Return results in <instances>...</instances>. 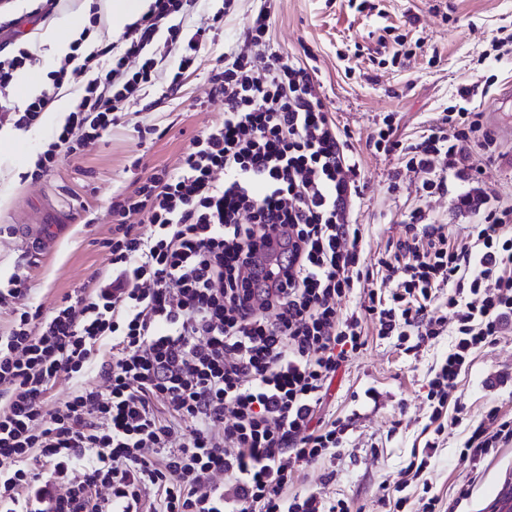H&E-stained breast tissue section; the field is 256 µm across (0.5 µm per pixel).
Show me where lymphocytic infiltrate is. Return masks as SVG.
Returning <instances> with one entry per match:
<instances>
[{
    "mask_svg": "<svg viewBox=\"0 0 512 512\" xmlns=\"http://www.w3.org/2000/svg\"><path fill=\"white\" fill-rule=\"evenodd\" d=\"M199 2L154 0L111 46L67 54L24 108L0 104V127L30 129L69 73H90L37 167L77 157L147 88L180 89L238 0H224L210 25H185ZM269 18L264 2L247 20L254 57L231 53L212 71L223 123L194 137L178 167L153 168L113 203L117 222L99 242L110 271L91 292L64 295L46 316L26 276L0 285L13 315L0 334V512H350L345 500L288 487L295 468L343 446L342 425L316 416L369 323L409 353L455 338L426 392L435 437L393 483L399 510L414 486L417 512H447L430 469L448 386L512 327V205L486 191L477 159L496 141L468 110L467 85L417 145L394 140L384 117L375 150L423 172V198L465 182L456 207L475 222L452 240L447 225L413 211L385 250V283L375 282L351 221L359 166L312 74L269 49ZM355 292L363 301L343 311ZM89 370L97 381L45 410L59 373ZM508 444L512 415L490 407L459 462L478 471Z\"/></svg>",
    "mask_w": 512,
    "mask_h": 512,
    "instance_id": "1",
    "label": "lymphocytic infiltrate"
}]
</instances>
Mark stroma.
<instances>
[{
	"mask_svg": "<svg viewBox=\"0 0 512 512\" xmlns=\"http://www.w3.org/2000/svg\"><path fill=\"white\" fill-rule=\"evenodd\" d=\"M259 6L260 0H240L178 93L167 94L162 82L148 88L146 101L161 100L160 108L126 114L89 143L80 160L59 158L41 179L33 177L36 162L59 128L51 114L26 131L0 129V281L26 275L30 301L46 315L64 295L93 288L92 274L107 264L97 242L110 234L113 198L133 190L151 168L176 167L193 137L223 123L224 103L210 97L208 79L225 52H249L244 25ZM36 7V0L0 6V48L34 54L9 91L19 108L31 98L25 84L44 90L62 61L37 39L38 31L49 27L82 41L85 54L119 37L99 17L101 0H60L45 17ZM506 29L512 30V0H370L363 11L347 0H274L271 46L314 69L319 96L360 163L352 221L365 229L368 262L402 235L416 209H427L452 231L471 222L451 196L423 199L421 175L374 150L370 137L384 116H392L396 140L414 144L457 105L461 85H476L469 109L480 113L496 141L495 155L484 161L486 188L512 203V102L498 96L503 84H512V52L493 47ZM452 344L442 336L413 356L368 334L361 352L337 373L321 412L344 426V446L335 457L300 468L292 492L346 500L351 512H389L380 501L382 487L433 437L427 382ZM450 395L462 398L468 415L454 426V409L443 412L450 427L431 462L433 489L449 501L469 486L456 512H493L512 491V445L497 449L476 473L459 464L458 455L487 407L512 414V332L474 354Z\"/></svg>",
	"mask_w": 512,
	"mask_h": 512,
	"instance_id": "stroma-1",
	"label": "stroma"
}]
</instances>
